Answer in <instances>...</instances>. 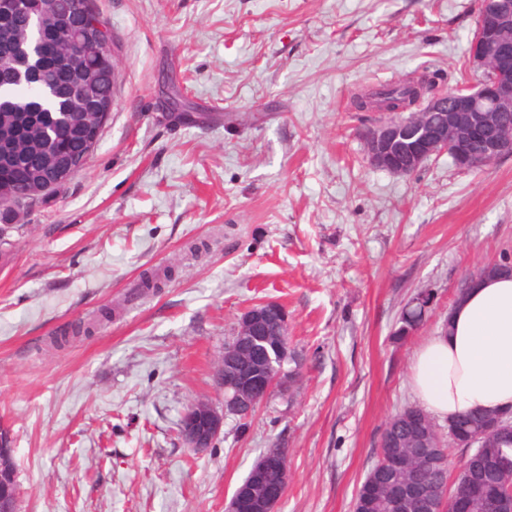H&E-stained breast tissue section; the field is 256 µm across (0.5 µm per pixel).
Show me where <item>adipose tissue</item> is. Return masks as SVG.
I'll return each instance as SVG.
<instances>
[{
  "mask_svg": "<svg viewBox=\"0 0 512 512\" xmlns=\"http://www.w3.org/2000/svg\"><path fill=\"white\" fill-rule=\"evenodd\" d=\"M448 324L413 359L411 386L423 407L444 419L512 409V274L471 288Z\"/></svg>",
  "mask_w": 512,
  "mask_h": 512,
  "instance_id": "adipose-tissue-1",
  "label": "adipose tissue"
}]
</instances>
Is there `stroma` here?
I'll return each instance as SVG.
<instances>
[{
    "mask_svg": "<svg viewBox=\"0 0 512 512\" xmlns=\"http://www.w3.org/2000/svg\"><path fill=\"white\" fill-rule=\"evenodd\" d=\"M115 71L94 151L15 211L0 254V427L19 512H227L265 448L288 450L275 512H353L386 419L416 404L417 350L465 277L512 258V154L373 167L381 112L354 96L435 76L477 86L475 0H92ZM179 90L188 109L167 108ZM146 272L160 291L131 298ZM433 305L394 342L420 290ZM288 313L302 380L211 448L189 405L241 316Z\"/></svg>",
    "mask_w": 512,
    "mask_h": 512,
    "instance_id": "1",
    "label": "stroma"
}]
</instances>
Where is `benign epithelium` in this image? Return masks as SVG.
Instances as JSON below:
<instances>
[{"label":"benign epithelium","instance_id":"1","mask_svg":"<svg viewBox=\"0 0 512 512\" xmlns=\"http://www.w3.org/2000/svg\"><path fill=\"white\" fill-rule=\"evenodd\" d=\"M489 20L495 24V41L485 40L476 33L471 45V60L480 69L490 72V80L468 88L451 99L436 96L428 99L418 110L406 117L399 116L404 108L396 109L398 116L377 124L365 134L369 163L394 174L405 175L408 169H418L432 156L458 153L457 145L464 139L481 142L482 153L465 159L468 165L488 166L512 151V130L501 126L498 115L512 112V3L498 0ZM421 112H441L444 123L428 125L419 118ZM279 313L283 334H288V315L276 302L260 304L244 313L238 332L241 336H256L263 320ZM287 351L258 349L253 358L257 367L249 372L224 377V364H219L217 380L224 391V412H218L206 402L192 405L183 419V442L194 450L213 445L224 426V413H250L255 403L275 387L288 386L284 370ZM14 448L9 432L0 428V512H17V484ZM468 484L459 480L455 486H417L412 492L413 503L423 512H436L437 503H452L456 509L467 507ZM483 512H512V484L508 492L495 491L481 500Z\"/></svg>","mask_w":512,"mask_h":512}]
</instances>
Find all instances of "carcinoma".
<instances>
[{
    "label": "carcinoma",
    "mask_w": 512,
    "mask_h": 512,
    "mask_svg": "<svg viewBox=\"0 0 512 512\" xmlns=\"http://www.w3.org/2000/svg\"><path fill=\"white\" fill-rule=\"evenodd\" d=\"M105 26L89 0H37L26 14H14L0 22V173L20 169L22 183L0 179V201L8 209L0 212V223L11 220L9 207L34 202L62 186L78 171L95 143L89 140V128L104 118V108L112 102L114 66L111 53L89 54L80 46L84 34L96 36L95 42L107 45ZM437 93L436 81L424 77L417 85L400 82L357 99V108L371 110L373 99L389 97L416 106ZM56 137L76 141L80 151L68 161L51 150ZM431 297L416 304L407 302L401 311L394 336L404 340L413 335L428 313ZM252 359L247 342L233 336L224 344V366ZM487 416L472 414L448 420L461 445L479 430ZM485 455L481 462L464 460L473 493L470 512H481L478 489L489 476V466L499 464L498 479L512 474V440L501 442L485 435ZM271 454L288 460L287 450L276 443L265 449L251 467L245 481L255 485L284 486L287 471L269 470L265 459ZM412 457L411 467L397 472L393 462ZM450 448L441 439L439 426L420 406L406 407L386 422L381 436L378 459L360 485L354 512H390L389 504L403 486L420 482L444 486L448 482Z\"/></svg>",
    "instance_id": "1"
}]
</instances>
